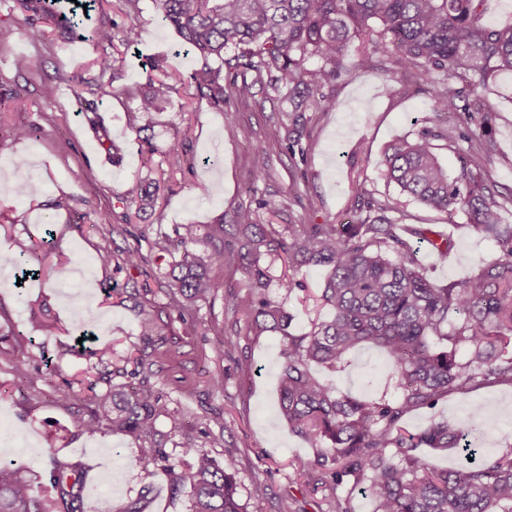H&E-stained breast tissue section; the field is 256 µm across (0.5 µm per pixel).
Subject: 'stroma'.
<instances>
[{"instance_id":"obj_1","label":"stroma","mask_w":512,"mask_h":512,"mask_svg":"<svg viewBox=\"0 0 512 512\" xmlns=\"http://www.w3.org/2000/svg\"><path fill=\"white\" fill-rule=\"evenodd\" d=\"M139 8L140 39L129 49L121 37L128 20L117 7L92 13L86 23L91 29L102 19L114 22L111 44L99 45L71 38L53 22L28 20L15 0H0V255L18 253L23 243L51 242L37 278L24 285L16 283L15 266L0 264V349L11 347L14 332H23L42 375L34 383L21 381L11 365L0 362V415L32 447L23 458L28 476L40 481L56 457L76 465L82 477L80 512H126L134 502L143 512H190L186 491L175 489L166 469L141 467L132 437L104 425L87 432L71 424L92 388H131L145 381L169 409L157 429L171 460L180 459L188 440L209 450L235 472L245 512H330L338 497L350 499L353 512H373L367 483L350 478L337 487L322 483L313 464L315 449L282 420L280 334L255 335L247 315L224 306L227 294L248 285L245 268L212 266L215 292L189 321L160 282L180 256L172 241L176 225L215 224L241 207L253 208L259 224L344 223L359 214L350 188L354 178L366 197L394 204L402 223L429 224L453 237L455 248L444 264L422 247L419 257L432 277L448 282L469 276L491 253V243L466 232L463 213L450 217L427 208L401 195L384 175L385 146L432 126L431 95L409 74L392 71L385 56H376L372 69L344 74L327 86L336 107L311 115L303 141L307 158L294 162L281 141L288 103L268 87L255 86L250 98L220 109L196 87L180 83L148 116L139 112L136 98L91 94L89 82L101 77L94 61L104 55L112 58L116 85L133 88L144 85L145 71L154 65L185 75L198 68L194 55L180 52L176 31L161 22L155 0H140ZM20 56L42 58V71H16L12 62ZM47 81L56 86L54 97L41 94ZM488 98L496 112L488 173L499 191L509 193L512 78L499 79ZM229 113L238 127L233 138L224 133ZM17 122L36 127L37 137L13 139L9 128ZM175 146L186 148L192 166L161 175L155 164ZM259 147L268 175L252 193L251 160ZM18 156L27 161L21 171L13 165ZM32 183L39 194L28 192ZM124 195L136 199L135 208L121 203ZM260 197L274 203V210L257 208ZM107 210L111 223L96 224L97 212ZM164 239L169 245L162 252L155 243ZM134 247L144 262L117 269L122 251ZM261 263L269 268V296L293 316V333L327 316V309L309 299L327 269L300 268L294 277L301 287L288 293L277 284L286 270L283 261L265 256ZM146 314L159 329L148 342L139 334ZM45 323L56 326L55 335L42 334ZM86 331L95 338L84 343L80 337ZM227 337L233 350L217 356L215 346ZM106 344L112 358L104 363L97 350ZM316 374L358 396L398 394L386 356L376 348L356 351L342 371L320 367ZM475 403L496 416L475 446L490 456L512 447L508 384H478L468 393L448 395L408 413L405 423L414 431L445 418L464 429ZM214 434L223 435L224 447L210 448ZM299 458L309 463L306 473L294 468Z\"/></svg>"}]
</instances>
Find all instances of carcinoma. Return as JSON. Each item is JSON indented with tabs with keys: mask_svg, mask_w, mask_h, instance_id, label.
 Listing matches in <instances>:
<instances>
[{
	"mask_svg": "<svg viewBox=\"0 0 512 512\" xmlns=\"http://www.w3.org/2000/svg\"><path fill=\"white\" fill-rule=\"evenodd\" d=\"M55 0H18L20 10L46 15L85 38L80 21L54 11ZM139 0H118L132 19L124 45L138 40ZM489 0H158L161 21L183 38L185 52L201 61L189 82L215 107L252 95L263 80L288 98L284 144L301 157L309 112H329L335 102L325 87L341 74L373 66L378 53L395 71H408L431 86L437 126L388 144L387 178L400 192L453 215L466 214L469 228L493 245L489 258L466 280L438 282L419 259L420 245L436 260L447 261L454 243L428 224H400L387 201L363 202L365 215L355 224H256L247 208L234 212L242 230L237 256L249 260L248 289L225 297L226 307L248 315L251 329L282 335L279 355V410L295 435L316 449L315 464L334 486L352 476L366 481L373 512H512V448L489 458L464 442L465 433L445 420L418 433L401 425L409 412L433 406L474 383L512 385V224L501 211L512 206L485 177L492 150L484 138L495 112L487 105L484 84L512 75V25L488 26ZM362 48L351 57L350 41ZM238 50L230 58L226 53ZM314 59L316 64L308 65ZM219 67H213V63ZM241 80L224 84V65ZM254 73L248 78V73ZM177 72L146 73L149 92L138 95V110L154 112L171 90ZM456 114L481 115V132L443 126ZM462 150L455 177L436 155L437 140ZM267 176L263 149L255 150L249 190ZM224 225L200 233L198 224L176 229L181 259L172 263L164 287L187 312L209 300L214 285L208 269L224 264ZM279 251L288 265L328 269L318 300L328 318L311 321L310 330L289 331L292 315L265 293L267 270L261 247ZM31 340L20 338L7 355L15 375L38 378L31 365ZM375 347L389 359L400 395L365 399L339 392L321 381L313 367L338 370L358 349ZM467 353L458 355L460 348ZM161 397L148 388L122 385L95 392L74 415L73 426L92 432L103 421L112 431L132 437L140 464H163L174 484L187 490L191 512H243L235 475L192 442L183 444L186 468L170 461L157 439L156 422L165 413ZM482 406L473 408L469 432L492 427ZM456 448L473 462L460 469H438L413 454L417 448ZM21 462L0 461V512H78L82 482L74 466L53 459L47 483L37 490Z\"/></svg>",
	"mask_w": 512,
	"mask_h": 512,
	"instance_id": "cac0c4a2",
	"label": "carcinoma"
}]
</instances>
